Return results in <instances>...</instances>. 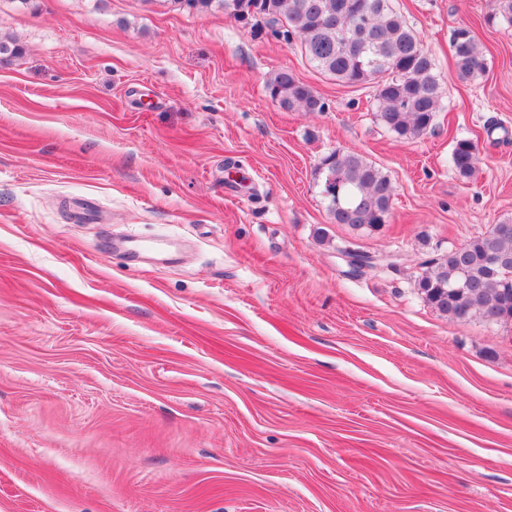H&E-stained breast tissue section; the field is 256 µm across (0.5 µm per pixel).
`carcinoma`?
<instances>
[{"mask_svg":"<svg viewBox=\"0 0 512 512\" xmlns=\"http://www.w3.org/2000/svg\"><path fill=\"white\" fill-rule=\"evenodd\" d=\"M168 2L198 13L222 11L237 21L254 12L253 27L278 29L286 44L300 40L305 57L322 73L348 84L374 85L376 117L400 140L425 134L440 111L442 88L432 57L392 0ZM451 48L459 79L484 72V55L469 28L454 30ZM267 89L284 109H326L320 96L287 69L276 72ZM450 165L459 180L472 181L478 171L475 142L455 139ZM316 174L333 223L373 231L389 222L396 187L360 154L333 150L320 158ZM417 288L433 309L458 322L479 317L512 323V220L493 225L428 263Z\"/></svg>","mask_w":512,"mask_h":512,"instance_id":"cac0c4a2","label":"carcinoma"}]
</instances>
